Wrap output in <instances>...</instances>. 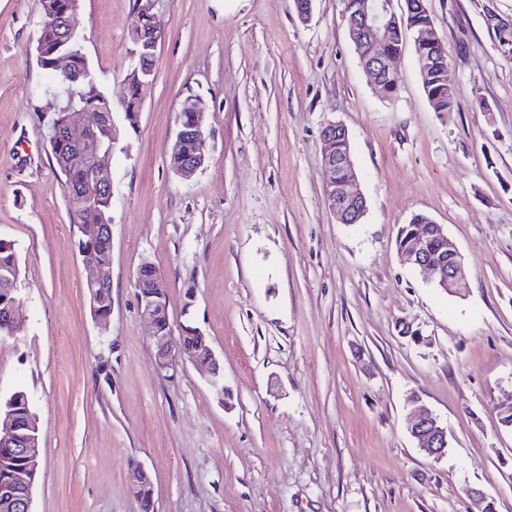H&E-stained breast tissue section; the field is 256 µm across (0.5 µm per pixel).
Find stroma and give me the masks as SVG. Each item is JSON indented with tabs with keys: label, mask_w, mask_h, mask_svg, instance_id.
I'll list each match as a JSON object with an SVG mask.
<instances>
[{
	"label": "stroma",
	"mask_w": 512,
	"mask_h": 512,
	"mask_svg": "<svg viewBox=\"0 0 512 512\" xmlns=\"http://www.w3.org/2000/svg\"><path fill=\"white\" fill-rule=\"evenodd\" d=\"M161 27L139 129L112 173V314L83 287L49 145L64 101L35 51L41 0H0V238L19 266L24 326L0 339V397L27 392L41 461L33 512H472L469 488L512 512V58L489 14L512 0H428L459 105L434 111L410 32L394 95L373 87L343 0H153ZM135 0H80L84 50L120 110ZM206 107V161L168 166L188 95ZM488 109L475 105V97ZM349 132L367 202L340 224L320 137ZM424 213L463 254L467 286L435 288L395 246ZM166 279L172 325L192 320L220 357L225 396L189 362L154 368L135 276ZM420 334L402 337V324ZM451 447L408 433L413 401ZM409 433L428 457L439 460L448 454V429L429 409L412 411ZM132 491L141 512H154L153 482L145 468L135 463L131 466Z\"/></svg>",
	"instance_id": "35a3bbf8"
}]
</instances>
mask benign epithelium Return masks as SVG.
<instances>
[{
  "instance_id": "obj_1",
  "label": "benign epithelium",
  "mask_w": 512,
  "mask_h": 512,
  "mask_svg": "<svg viewBox=\"0 0 512 512\" xmlns=\"http://www.w3.org/2000/svg\"><path fill=\"white\" fill-rule=\"evenodd\" d=\"M145 5L137 13L136 24L131 28L129 54L136 65L126 76V84L140 87L149 85V76L154 74L160 22L153 12L152 0H144ZM79 0H68L63 10H58L49 0L42 10L40 37L55 33L59 39L56 50L51 54L47 68L51 71L58 86L69 87L74 77V58L80 52L72 49V42L78 38L73 18L78 9ZM416 44L429 48L439 43L432 24L423 20L415 24ZM399 20L394 12L392 0H362L359 12L348 18V33L360 56L364 71L374 84L383 91H389L385 77L396 75L393 61L400 54V41L396 37ZM181 111L191 113V123L178 122L175 150L171 154V170L181 176L189 177L206 160V137L204 131V114L206 106L203 100L194 96L184 99ZM99 111L86 106L71 113L65 124L53 133L51 146L56 148L65 140L69 143L84 144L98 125ZM194 140L199 144L191 154L184 150L186 142ZM350 143L347 129L336 122L324 125L321 133L322 163L328 171L326 197L329 209L340 224H355L366 210L365 197L355 189L358 176L353 157V150H339L336 142ZM111 152L94 149L90 166V180L99 188L112 190L111 174L105 165V159ZM341 169L351 171V177L340 181L337 172ZM84 232L95 236L104 231L97 212L86 209L81 217ZM436 234L442 240V247L448 249L452 256V265L444 267L432 263L427 258V225H413L412 248L403 256L413 267L426 274L430 280L445 285H462L465 283L464 260L457 247L448 238L442 225H436ZM81 253L89 258L87 264V282L92 294V302L101 303L106 299L103 285L111 278V265L91 248H80ZM152 278L145 282L136 277L139 292H146L145 297L138 298L139 309L143 319L151 326L150 340L155 349V369L160 372L174 371L180 362L188 360L209 374L208 382L219 395H224V372L211 344H192L188 338L203 336V332L192 322L183 323L179 329H173L170 322L164 320L166 307L163 303L165 288L163 275L155 265ZM20 303L12 301L0 311V326L14 334L20 329ZM410 436L418 442L419 449L427 456L439 460L448 454V429L427 408L412 411L409 427ZM40 464L39 427L36 417L28 414L20 420L17 414L9 410H0V509L3 512H32V490L37 480ZM132 491L140 512H154L153 482L145 468L135 463L131 466Z\"/></svg>"
}]
</instances>
